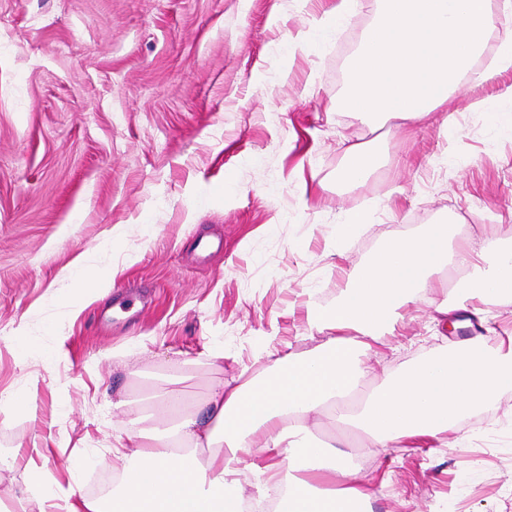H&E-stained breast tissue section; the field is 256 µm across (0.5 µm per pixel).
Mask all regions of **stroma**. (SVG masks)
Listing matches in <instances>:
<instances>
[{
	"label": "stroma",
	"mask_w": 512,
	"mask_h": 512,
	"mask_svg": "<svg viewBox=\"0 0 512 512\" xmlns=\"http://www.w3.org/2000/svg\"><path fill=\"white\" fill-rule=\"evenodd\" d=\"M333 3L0 0V392L25 402L0 405V456L15 460L1 504L39 512L35 471L88 495L131 429L160 426L167 379L195 409L216 379L261 372L268 336L316 347L301 301L334 305L387 239L447 224L479 246L512 231V132L493 124L512 73L460 81L419 124L363 119L342 98L373 0L326 40L291 42ZM369 141L368 179L339 183L349 147ZM79 264L112 276L108 297L85 299ZM471 305L452 287L411 304L364 356L361 390L456 348ZM18 328L28 351L5 340ZM351 441L347 480L368 488L369 512H512V390L419 447Z\"/></svg>",
	"instance_id": "35a3bbf8"
}]
</instances>
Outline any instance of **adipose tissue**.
<instances>
[{
    "label": "adipose tissue",
    "instance_id": "adipose-tissue-1",
    "mask_svg": "<svg viewBox=\"0 0 512 512\" xmlns=\"http://www.w3.org/2000/svg\"><path fill=\"white\" fill-rule=\"evenodd\" d=\"M450 266L463 272L459 287L468 297L512 303V244L452 249L443 225L389 239L349 277L335 306L306 309L309 327L324 335L314 349L299 354L284 340L265 348L261 373L235 386L215 381L198 412L180 410L181 391L169 389L159 404L176 410L174 426L135 440L107 498L49 489L37 476L28 495L41 512H238L239 476L246 471L257 497L283 494L284 512H364L367 493L354 483L337 486L347 474L344 459L306 436L305 419L331 409L376 447L395 448L457 431L469 414L512 388V346L492 351L479 336L387 376L357 405H347L362 376L361 353L395 334L402 309L438 287V275ZM259 434L272 456L287 461V472L245 463Z\"/></svg>",
    "mask_w": 512,
    "mask_h": 512
}]
</instances>
